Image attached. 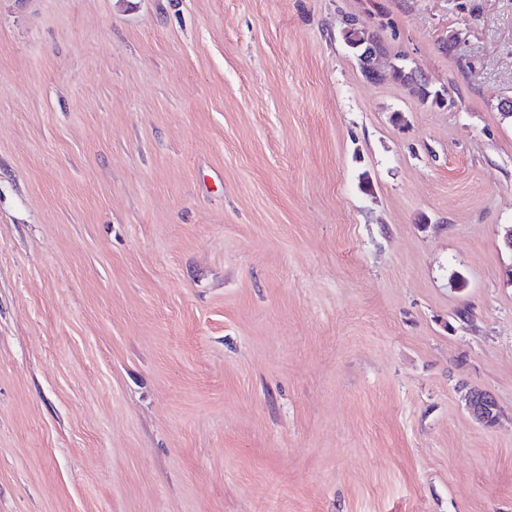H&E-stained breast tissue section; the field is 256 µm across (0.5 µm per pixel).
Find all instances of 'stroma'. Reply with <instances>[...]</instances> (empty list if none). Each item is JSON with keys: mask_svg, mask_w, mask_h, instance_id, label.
<instances>
[{"mask_svg": "<svg viewBox=\"0 0 512 512\" xmlns=\"http://www.w3.org/2000/svg\"><path fill=\"white\" fill-rule=\"evenodd\" d=\"M506 100L512 0H0V512H512ZM354 21L351 23L350 19ZM341 37L344 43L353 51L360 69L361 74L368 80H378L374 78V69L372 67L371 55L375 48H381L385 53H389L387 45L377 32L360 28L353 16H347L341 28ZM385 54L374 51V58L377 60ZM392 68L394 80L400 84L411 86L423 104L440 108L448 106V103H451V100L447 97V92L434 90L430 85L415 80L414 73L418 70L417 68L410 67L403 63H400L398 66H393Z\"/></svg>", "mask_w": 512, "mask_h": 512, "instance_id": "35a3bbf8", "label": "stroma"}]
</instances>
